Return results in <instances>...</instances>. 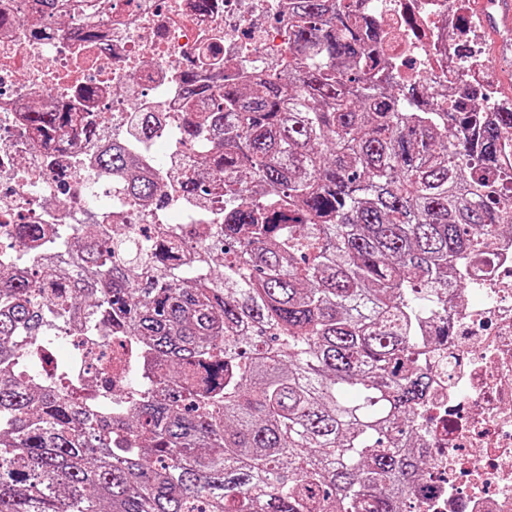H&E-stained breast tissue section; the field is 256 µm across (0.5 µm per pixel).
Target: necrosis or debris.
I'll return each instance as SVG.
<instances>
[{"mask_svg":"<svg viewBox=\"0 0 512 512\" xmlns=\"http://www.w3.org/2000/svg\"><path fill=\"white\" fill-rule=\"evenodd\" d=\"M399 37L382 53L400 78L433 85L442 110L493 96L480 64L468 0H365ZM40 0H0V247L20 224H108L122 220L142 237L162 216L138 205L123 174L97 166L100 151L123 137L142 112L162 115L136 154L164 182H176L209 147L181 143L187 119L182 78L243 81L282 65L289 53L288 0H65L42 19ZM100 38L85 44L78 30ZM94 89L93 99L77 97ZM88 113L100 136L44 147L23 126L41 103ZM472 282L433 320L420 353L433 388L417 411L427 473L412 485L410 512H512V234L500 235ZM101 388L124 386L110 369L109 345L74 336Z\"/></svg>","mask_w":512,"mask_h":512,"instance_id":"4bbe7bcc","label":"necrosis or debris"}]
</instances>
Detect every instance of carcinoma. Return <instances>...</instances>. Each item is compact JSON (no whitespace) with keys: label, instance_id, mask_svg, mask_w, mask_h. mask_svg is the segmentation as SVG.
<instances>
[{"label":"carcinoma","instance_id":"1","mask_svg":"<svg viewBox=\"0 0 512 512\" xmlns=\"http://www.w3.org/2000/svg\"><path fill=\"white\" fill-rule=\"evenodd\" d=\"M278 75L183 78L180 138L216 148L175 193L221 203L216 224L140 241L121 224L18 231L0 254V512H402L428 463L414 445L428 390L422 301L512 229V110L442 112L432 88L381 91L382 25L355 0H288ZM49 145L96 137L83 112L31 110ZM133 198L165 207L130 148ZM47 246L34 279L11 275ZM124 336L95 389L29 352L59 337ZM26 336L22 349L15 337Z\"/></svg>","mask_w":512,"mask_h":512}]
</instances>
